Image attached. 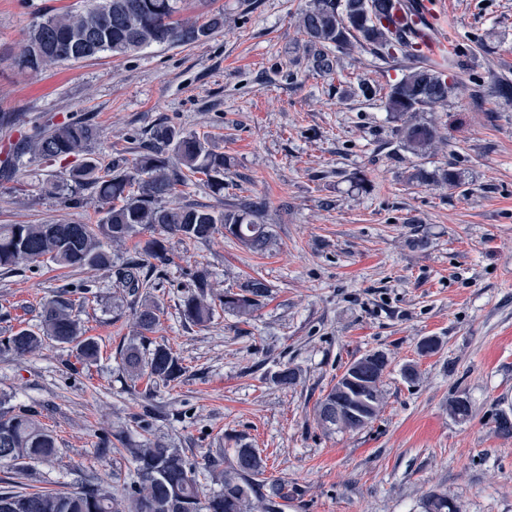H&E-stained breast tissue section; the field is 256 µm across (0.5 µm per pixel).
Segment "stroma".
Returning <instances> with one entry per match:
<instances>
[{
    "label": "stroma",
    "mask_w": 512,
    "mask_h": 512,
    "mask_svg": "<svg viewBox=\"0 0 512 512\" xmlns=\"http://www.w3.org/2000/svg\"><path fill=\"white\" fill-rule=\"evenodd\" d=\"M306 3L184 0L186 18L223 12V31L31 74L15 64L30 26L84 0H0V111L25 119L0 127V147L88 117L99 130L91 149L108 163L165 120L210 136L231 162L223 195L193 182L185 199L218 209L260 203L274 237L262 254L221 235L168 237L173 261L148 299L160 309L153 339L184 372L152 387L129 388L119 369L139 302L111 271L0 268V337L36 326L43 300L64 292L101 345L87 367L59 347L0 353V394L39 412L58 445L28 478L0 469V487L93 481L119 491L131 465L116 452L98 456L100 441L116 449L123 439L162 438L195 464L239 438L287 492L283 512H422L432 492L456 498L462 512H512V436L496 431L499 413L512 410V101L490 85L494 75L512 80V0H442L438 27L459 82L415 119L447 128V139L401 161L386 148L396 120L380 97L356 90L365 82L387 91L403 65L351 47L335 52L332 72L319 70L298 28ZM416 165L455 166L462 184L409 183ZM71 166L23 160L13 181H0V224L96 222L95 200L68 208L41 191ZM356 171L366 188L349 181ZM201 270L213 292L252 275L272 295L250 319L220 310L193 325L179 304ZM428 336L439 347L420 354ZM373 352L388 360L380 413L357 431L326 429L317 402ZM285 363L302 374L288 389L270 380ZM408 364L418 379L403 377ZM145 390L155 408L146 420ZM460 395L472 407L463 422L448 411Z\"/></svg>",
    "instance_id": "stroma-1"
}]
</instances>
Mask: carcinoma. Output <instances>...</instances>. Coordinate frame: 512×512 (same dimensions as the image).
Instances as JSON below:
<instances>
[{"label": "carcinoma", "instance_id": "cac0c4a2", "mask_svg": "<svg viewBox=\"0 0 512 512\" xmlns=\"http://www.w3.org/2000/svg\"><path fill=\"white\" fill-rule=\"evenodd\" d=\"M181 2L88 0L81 9L56 12L31 26L18 66L37 73L103 53L127 56L154 44L196 43L224 29L221 12L211 14L202 24L177 18ZM400 7L408 9L411 4L404 0H310L299 17V28L324 72L333 70V49L348 48L354 41L385 61L408 62L407 72L389 87L383 104L389 115L402 121L393 154L408 152L419 157L443 140L444 134L436 125L412 122L406 116L444 103L452 72L446 62L418 53L412 34L393 20ZM96 138V128L81 120L37 131L25 137L21 147L4 151L0 180H12L26 155L32 160H65L89 151ZM226 166L224 153L210 146L208 136L171 124L153 129L148 142L130 160L116 156L112 166L104 168L97 158L86 157L73 166L68 179L49 181L44 189L64 205L82 204L84 192L91 191L101 214L97 223L0 224V268L44 260L73 270L110 268L124 293L136 298L156 287L163 267L171 262L167 235L207 241L222 234L252 252L265 253L272 245L270 225L263 223L252 206L217 210L182 201L183 187L198 175L213 194L223 195ZM142 230L153 237L124 262L112 263L105 244L125 241ZM206 288L207 275L200 271L180 304L183 317L199 326L210 323L218 307L248 317L270 296V285L262 277H248L211 299ZM135 318L139 342L120 351L122 370L133 381L143 375L155 383L176 380L183 370L178 358L167 345L150 339L160 324L158 310L145 304ZM47 343L70 347L84 364L97 362L101 353L99 341L85 335L72 300L63 294L43 302L37 328H21L1 339L0 351L23 355ZM386 367L382 355L363 370L373 419L383 404ZM298 379L297 368L288 364L271 376L282 388L296 385ZM316 413L328 429L364 428L348 413L347 398L336 387L319 401ZM123 453L134 467L132 481L124 489L128 512H280L281 486L265 478L261 454L240 439L231 457L209 456L201 467L187 463L180 449L163 439L127 441ZM56 454V439L39 421L37 411H17L1 394L0 467L22 472L51 461ZM205 479L219 489H205ZM113 502L112 489L102 484L25 494L0 490V512H113ZM423 508L424 512H461L455 500L441 494L427 496Z\"/></svg>", "mask_w": 512, "mask_h": 512}]
</instances>
